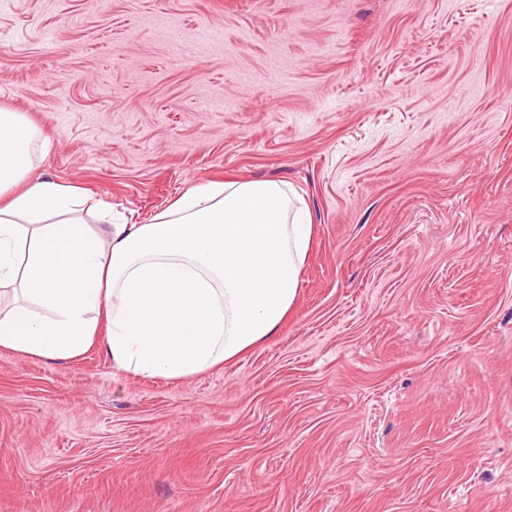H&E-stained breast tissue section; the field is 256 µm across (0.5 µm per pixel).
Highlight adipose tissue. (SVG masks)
I'll use <instances>...</instances> for the list:
<instances>
[{"label": "adipose tissue", "mask_w": 512, "mask_h": 512, "mask_svg": "<svg viewBox=\"0 0 512 512\" xmlns=\"http://www.w3.org/2000/svg\"><path fill=\"white\" fill-rule=\"evenodd\" d=\"M27 117L0 106V350L180 379L274 336L313 224L276 180L188 189L148 224L94 230L78 189L37 173Z\"/></svg>", "instance_id": "ef3b65f1"}]
</instances>
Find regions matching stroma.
Listing matches in <instances>:
<instances>
[{"instance_id": "stroma-1", "label": "stroma", "mask_w": 512, "mask_h": 512, "mask_svg": "<svg viewBox=\"0 0 512 512\" xmlns=\"http://www.w3.org/2000/svg\"><path fill=\"white\" fill-rule=\"evenodd\" d=\"M0 104L88 224L224 178L314 222L219 368L0 351V512H512V0H0Z\"/></svg>"}]
</instances>
